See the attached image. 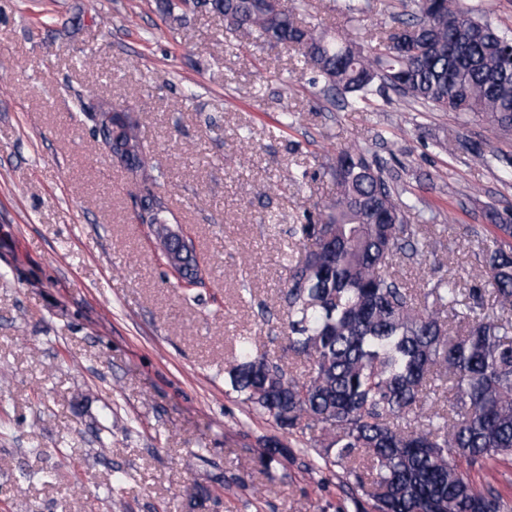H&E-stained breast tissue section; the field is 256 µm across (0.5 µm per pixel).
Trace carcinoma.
I'll return each instance as SVG.
<instances>
[{"label": "carcinoma", "mask_w": 512, "mask_h": 512, "mask_svg": "<svg viewBox=\"0 0 512 512\" xmlns=\"http://www.w3.org/2000/svg\"><path fill=\"white\" fill-rule=\"evenodd\" d=\"M158 2L176 23L204 8L261 45L298 47L327 92L367 102L374 88L389 87L411 103L512 134V39L466 0H413L372 50L299 23L304 0L290 8ZM345 9L349 21H365L363 0H347ZM120 141L134 148L130 165L144 194L138 223L168 234L158 167L136 120ZM465 149L481 166L512 167V158L479 144ZM328 174L336 194L318 206L316 223L297 228L303 253L281 296L288 351L303 370L285 368L245 336L228 371L231 390L282 429L319 432L310 449L365 491L371 512H512L511 498L469 475L512 462V245L496 237L486 245L469 272L467 303L453 281L417 291L395 269L417 262L422 225L409 223L416 206L357 144L338 152Z\"/></svg>", "instance_id": "cac0c4a2"}]
</instances>
